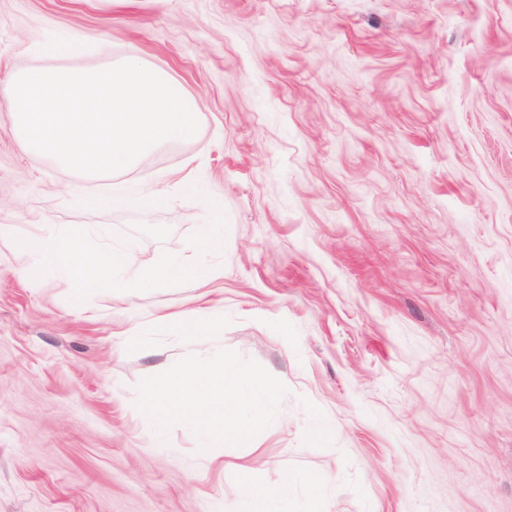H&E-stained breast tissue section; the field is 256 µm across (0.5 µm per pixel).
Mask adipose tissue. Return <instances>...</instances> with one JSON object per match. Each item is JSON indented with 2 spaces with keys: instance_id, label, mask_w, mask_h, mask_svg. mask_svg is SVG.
<instances>
[{
  "instance_id": "ef3b65f1",
  "label": "adipose tissue",
  "mask_w": 512,
  "mask_h": 512,
  "mask_svg": "<svg viewBox=\"0 0 512 512\" xmlns=\"http://www.w3.org/2000/svg\"><path fill=\"white\" fill-rule=\"evenodd\" d=\"M93 233L91 226L82 225L18 240L14 237L13 225L0 224V240L15 239L17 247L35 256L42 266L61 269L73 275L74 297L78 300L88 291L133 268L145 273L157 268L168 278L198 275L199 257L224 246L223 238L214 234L212 225L205 224L194 246L183 258L158 266L130 246L90 253L86 242ZM297 485L302 486L307 500H319L324 496L321 483L310 477L297 481L284 479L273 490L246 480L242 483L244 491L239 500L240 512H288V500Z\"/></svg>"
}]
</instances>
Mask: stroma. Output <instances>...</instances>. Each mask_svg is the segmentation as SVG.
Instances as JSON below:
<instances>
[{
	"label": "stroma",
	"instance_id": "35a3bbf8",
	"mask_svg": "<svg viewBox=\"0 0 512 512\" xmlns=\"http://www.w3.org/2000/svg\"><path fill=\"white\" fill-rule=\"evenodd\" d=\"M131 55L197 134L91 179L0 110V224L161 263L220 224L224 249L78 306L0 241V512H238L246 474L325 482V512H512V0H0V101L11 71ZM221 349L286 385L273 423L154 447L141 379ZM162 320L170 332L181 336H211L219 330L216 324H200L179 314L165 315Z\"/></svg>",
	"mask_w": 512,
	"mask_h": 512
}]
</instances>
